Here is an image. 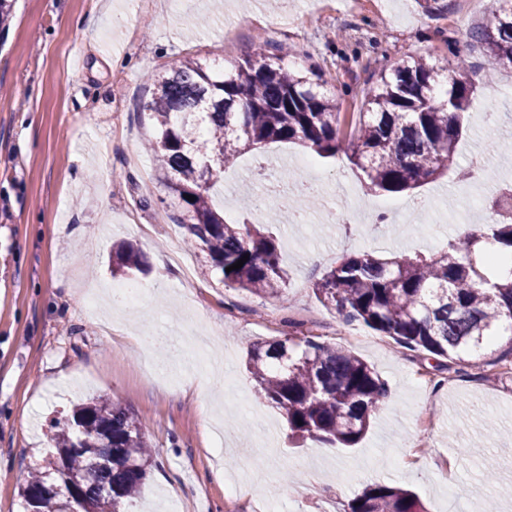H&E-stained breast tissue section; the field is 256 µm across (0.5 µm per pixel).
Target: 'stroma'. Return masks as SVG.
Masks as SVG:
<instances>
[{
  "instance_id": "stroma-1",
  "label": "stroma",
  "mask_w": 512,
  "mask_h": 512,
  "mask_svg": "<svg viewBox=\"0 0 512 512\" xmlns=\"http://www.w3.org/2000/svg\"><path fill=\"white\" fill-rule=\"evenodd\" d=\"M14 0L0 28V512H25L23 484L49 451V422L89 397L121 401L141 422L153 466L130 512H346L368 483L415 492L427 512H512V377L485 383L475 370H434L425 353L399 352L357 326L356 337L310 285L345 254L429 256L487 218L488 201L512 187V67L490 68L472 34L493 6L441 0ZM296 70L316 68L346 118L336 156L272 143L241 154L211 194L226 221L257 193L259 163L309 180L318 204L304 224H268L288 272L284 299L224 287L202 275L196 252L163 207L166 191L143 144L147 74L188 56L242 60L257 39ZM456 42L469 63L474 103L457 165L397 194L369 189L347 147L373 77L424 56L447 65ZM394 200L421 211L349 229L330 214L370 215ZM139 249L148 273L137 313L110 300L113 244ZM213 336L223 371L191 358L160 372L157 335ZM315 335L348 348L387 383L392 398L353 448L285 435L283 414L258 399L246 369L255 343ZM427 446L415 449L417 436Z\"/></svg>"
}]
</instances>
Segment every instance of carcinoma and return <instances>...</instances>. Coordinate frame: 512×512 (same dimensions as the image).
I'll use <instances>...</instances> for the list:
<instances>
[{"instance_id": "obj_1", "label": "carcinoma", "mask_w": 512, "mask_h": 512, "mask_svg": "<svg viewBox=\"0 0 512 512\" xmlns=\"http://www.w3.org/2000/svg\"><path fill=\"white\" fill-rule=\"evenodd\" d=\"M490 69L512 67V0H498L477 33ZM467 63L440 67L411 58L380 73L363 90L350 141L353 164L370 185L388 193L412 190L456 163L463 114L474 86ZM305 74L272 60L261 46L221 69L195 58L150 76L154 129L147 139L177 224L202 257L201 272L222 274L224 286L281 297L288 273L276 238L248 222L229 223L209 196L214 180L237 156L268 143H300L321 157L336 155V103ZM194 196L189 201L186 196ZM492 238L512 256V216L492 225ZM473 239L429 258L384 257L372 251L343 256L312 283L319 302L346 323L359 322L408 351H424L441 370L471 365L497 337L512 335V279L494 280L473 258ZM249 259L239 269L226 268ZM145 266L130 244L112 251V274ZM247 370L258 395L279 409L297 438L345 448L357 445L384 403L387 385L354 353L313 336L256 343ZM52 450L21 491L37 512H126L151 466L150 444L136 416L109 397L88 399L52 425ZM63 485L76 500L53 489ZM349 512H425L410 490L367 486Z\"/></svg>"}]
</instances>
